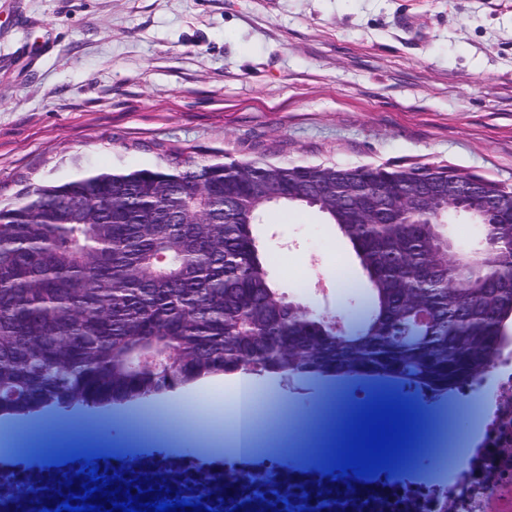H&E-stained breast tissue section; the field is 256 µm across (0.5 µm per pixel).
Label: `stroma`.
Instances as JSON below:
<instances>
[{"label": "stroma", "instance_id": "stroma-1", "mask_svg": "<svg viewBox=\"0 0 512 512\" xmlns=\"http://www.w3.org/2000/svg\"><path fill=\"white\" fill-rule=\"evenodd\" d=\"M206 158L391 167L435 163L512 187V0H0V199L92 168L156 163L154 144ZM255 233L285 297L349 322L366 276L335 225L274 208ZM285 414L262 413L259 443L292 463L309 427L381 395L417 409L421 433L469 439L480 397L427 402L378 384H269ZM229 397L223 380L139 414L51 417L0 448H188Z\"/></svg>", "mask_w": 512, "mask_h": 512}]
</instances>
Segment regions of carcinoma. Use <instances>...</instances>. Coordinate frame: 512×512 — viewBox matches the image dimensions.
<instances>
[{
	"instance_id": "1",
	"label": "carcinoma",
	"mask_w": 512,
	"mask_h": 512,
	"mask_svg": "<svg viewBox=\"0 0 512 512\" xmlns=\"http://www.w3.org/2000/svg\"><path fill=\"white\" fill-rule=\"evenodd\" d=\"M158 162L28 186L0 203V426L47 410H128L215 375L383 383L427 401L482 380L512 335V189L460 201L482 244L450 250L448 165L342 167L265 157ZM323 214L367 277L355 324L289 301L254 225ZM196 497L209 495L207 461Z\"/></svg>"
}]
</instances>
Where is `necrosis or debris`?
Instances as JSON below:
<instances>
[{
	"mask_svg": "<svg viewBox=\"0 0 512 512\" xmlns=\"http://www.w3.org/2000/svg\"><path fill=\"white\" fill-rule=\"evenodd\" d=\"M476 390L491 392L492 398L489 408L479 418L472 443L465 446L463 464L450 468L442 476H429L417 483L396 474L371 482L347 476L344 482L362 488L361 493L352 497V512H377L378 502L384 499L391 502L392 512H439V499L446 494L455 497L458 512H512V456L506 452L512 446V402L503 403L497 398L498 393L512 390V337L493 359L486 380ZM229 462L244 472L257 466L272 468L277 483L294 487L307 512H320L321 503L335 501L339 493L341 481L326 479L323 470L291 469L280 464L272 453H239L230 457ZM97 465L104 476L115 470L128 474L166 470L177 488L175 497L179 500L188 495L196 479L186 458L171 460L152 456L133 462L109 451ZM19 486L40 488V495L32 497L27 512H43L44 493L63 491L68 483L52 467L12 468L7 473L5 487L0 488V512H5L12 503V490Z\"/></svg>",
	"mask_w": 512,
	"mask_h": 512,
	"instance_id": "necrosis-or-debris-1",
	"label": "necrosis or debris"
}]
</instances>
